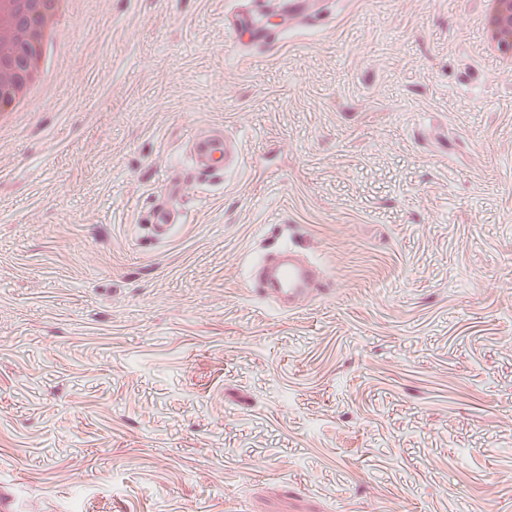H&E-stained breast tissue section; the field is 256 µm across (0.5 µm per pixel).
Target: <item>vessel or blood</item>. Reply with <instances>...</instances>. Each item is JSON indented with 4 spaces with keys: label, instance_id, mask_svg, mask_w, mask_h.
<instances>
[{
    "label": "vessel or blood",
    "instance_id": "1",
    "mask_svg": "<svg viewBox=\"0 0 512 512\" xmlns=\"http://www.w3.org/2000/svg\"><path fill=\"white\" fill-rule=\"evenodd\" d=\"M273 13L306 16L308 0H245L244 6L225 14L224 25L237 42L267 41L272 32L266 19ZM189 154L195 167L208 174L234 170L244 162L236 142L220 129L210 139L192 144ZM176 221L173 211L159 205L142 227L151 238L161 241ZM248 279L258 299L288 312L329 291V278L319 263L291 248L261 255L251 263Z\"/></svg>",
    "mask_w": 512,
    "mask_h": 512
}]
</instances>
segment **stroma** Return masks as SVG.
<instances>
[{"instance_id": "obj_1", "label": "stroma", "mask_w": 512, "mask_h": 512, "mask_svg": "<svg viewBox=\"0 0 512 512\" xmlns=\"http://www.w3.org/2000/svg\"><path fill=\"white\" fill-rule=\"evenodd\" d=\"M72 0L0 130V484L41 512H512V70L485 0ZM221 127L242 168L186 171ZM166 241L140 227L160 201ZM292 245L330 296H253ZM241 6L224 14V26L240 43L269 41L273 33L266 27V18L273 13L307 16L308 0H245Z\"/></svg>"}]
</instances>
